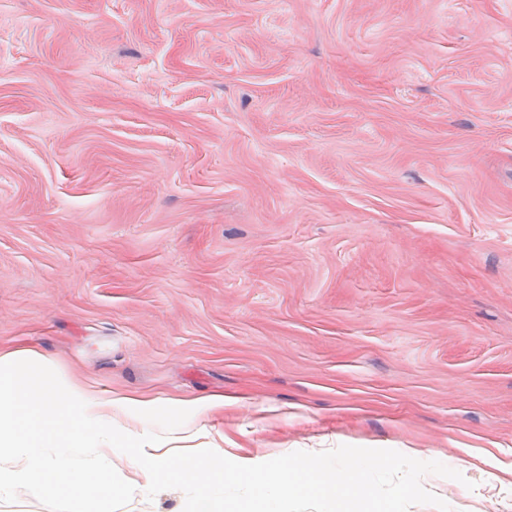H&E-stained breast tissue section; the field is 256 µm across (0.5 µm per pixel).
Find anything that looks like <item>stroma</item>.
I'll return each instance as SVG.
<instances>
[{
	"mask_svg": "<svg viewBox=\"0 0 512 512\" xmlns=\"http://www.w3.org/2000/svg\"><path fill=\"white\" fill-rule=\"evenodd\" d=\"M17 348L246 452L512 457V0H0ZM488 470L405 512H512Z\"/></svg>",
	"mask_w": 512,
	"mask_h": 512,
	"instance_id": "stroma-1",
	"label": "stroma"
}]
</instances>
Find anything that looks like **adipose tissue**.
I'll list each match as a JSON object with an SVG mask.
<instances>
[{"instance_id":"adipose-tissue-1","label":"adipose tissue","mask_w":512,"mask_h":512,"mask_svg":"<svg viewBox=\"0 0 512 512\" xmlns=\"http://www.w3.org/2000/svg\"><path fill=\"white\" fill-rule=\"evenodd\" d=\"M228 403L221 395L106 399L81 379H59L35 351L0 353V490H65L63 512H87L89 485L114 499L161 484L179 486L191 512H290L306 500L320 502L323 512H403L410 484L380 495L371 482L397 469L391 455L339 461L272 448L256 456L212 452L203 419ZM117 412L124 426H116ZM92 453L124 458L136 480L117 484L105 470L87 469Z\"/></svg>"}]
</instances>
